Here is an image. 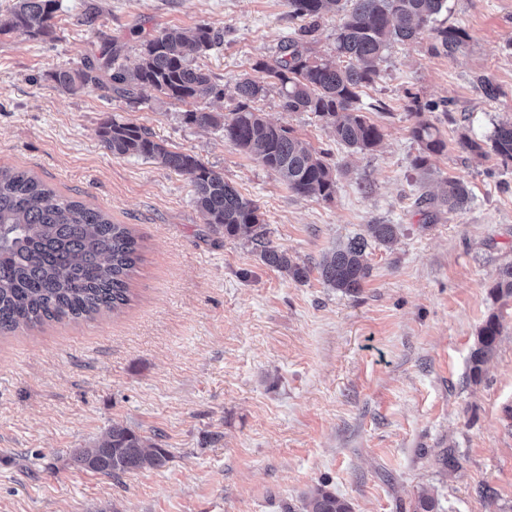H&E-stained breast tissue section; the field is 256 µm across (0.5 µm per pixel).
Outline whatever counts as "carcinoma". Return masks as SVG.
I'll return each mask as SVG.
<instances>
[{
    "mask_svg": "<svg viewBox=\"0 0 512 512\" xmlns=\"http://www.w3.org/2000/svg\"><path fill=\"white\" fill-rule=\"evenodd\" d=\"M336 30L334 55L310 58L299 40L283 47L274 63L257 67L280 85L282 107L288 112H311L331 129L336 142L369 151L383 137L381 127L363 112L362 89L379 77L377 63L391 41L413 42L427 33L429 50L454 55L465 45L466 33L458 28L436 27L437 15L448 9V0H352ZM341 0H288L291 15L309 20L306 34L327 12L340 10ZM60 0H16L0 14V33L47 36ZM220 34L202 25L191 35L177 28L165 29L143 43L134 61L117 51L105 52L100 61L78 68L60 65L51 74L62 90L75 93L89 85L111 89L138 99L144 87L167 99L191 104L200 99L224 98V85L190 60V53H205ZM238 100L228 114L195 108L185 120L199 127L223 130L224 139L252 155L276 173L288 189L302 197L332 199L336 188L333 169L292 130L267 120L251 107L265 94V87L247 77L235 82ZM434 103L412 100L410 113L418 117L412 128L421 151L414 166L427 170L429 157L445 149L439 130L421 119ZM98 134L114 155L152 159L186 176L194 188V203L206 217L208 229L230 238H244L260 251L262 261L295 281L308 278V267L294 262L274 246L267 224L256 204L242 197L197 156L172 151L153 139L144 127L121 116H107ZM462 148L485 157L492 153L503 164L512 162V120L499 122L487 140L461 137ZM469 191L463 181L448 180L439 206L450 211L464 208ZM368 235L385 244L398 233L396 224H369ZM367 240L351 239L346 246L323 256L317 270L323 283L354 294L369 276L365 260ZM140 260V244L124 224H115L104 211L57 194L29 172L0 170V333L34 328L49 322L93 320L104 312H117L130 301L129 280ZM500 297L512 296V265L501 272L493 287ZM497 315L480 329L471 355V372L477 378L493 354L500 336ZM163 448L148 446L132 429L112 425L94 446L80 448L74 461L87 471L117 477L137 469L163 466ZM301 512H351L350 505L316 485L302 495Z\"/></svg>",
    "mask_w": 512,
    "mask_h": 512,
    "instance_id": "1",
    "label": "carcinoma"
}]
</instances>
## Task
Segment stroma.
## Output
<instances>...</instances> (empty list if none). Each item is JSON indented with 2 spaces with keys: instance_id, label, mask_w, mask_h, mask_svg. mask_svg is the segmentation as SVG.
<instances>
[{
  "instance_id": "stroma-1",
  "label": "stroma",
  "mask_w": 512,
  "mask_h": 512,
  "mask_svg": "<svg viewBox=\"0 0 512 512\" xmlns=\"http://www.w3.org/2000/svg\"><path fill=\"white\" fill-rule=\"evenodd\" d=\"M60 3L49 36L0 35V168L133 227L141 260L119 314L0 335V512H300L321 483L352 512H413L424 488L438 512H512V297L493 293L512 265V167L460 145L512 117V0H448L442 22L467 34L455 56L430 53L426 37L389 45L361 96L384 134L365 152L313 114L285 111L256 67L297 37L330 55L339 14L303 38L288 0ZM201 25L224 35L193 58L224 85L203 108L235 109L239 76L264 84L258 109L326 152L332 200L295 195L156 91L133 104L51 78L106 50L135 59L146 38ZM415 98L437 103L422 118L446 143L426 173L413 167ZM112 114L222 173L308 279L210 232L186 176L106 149L98 128ZM451 177L471 189L467 206L420 204ZM370 224L397 225L396 240L370 242L357 293L327 287L316 264ZM492 314L501 334L475 377L470 356ZM116 422L166 449L167 463L117 479L75 465L76 449Z\"/></svg>"
}]
</instances>
